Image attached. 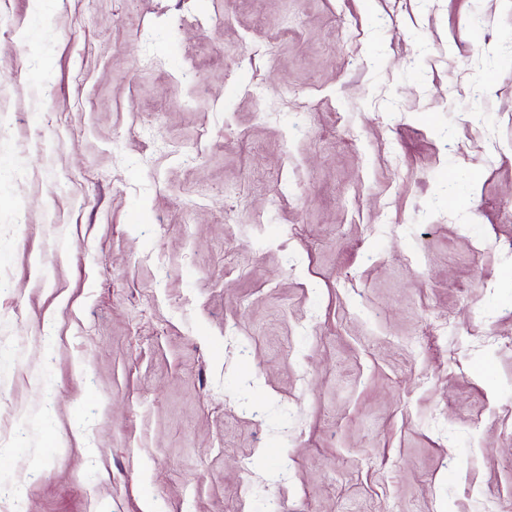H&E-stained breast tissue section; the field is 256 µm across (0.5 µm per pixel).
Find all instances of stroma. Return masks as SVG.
Here are the masks:
<instances>
[{
	"instance_id": "1",
	"label": "stroma",
	"mask_w": 512,
	"mask_h": 512,
	"mask_svg": "<svg viewBox=\"0 0 512 512\" xmlns=\"http://www.w3.org/2000/svg\"><path fill=\"white\" fill-rule=\"evenodd\" d=\"M0 14L24 512H512V0Z\"/></svg>"
}]
</instances>
